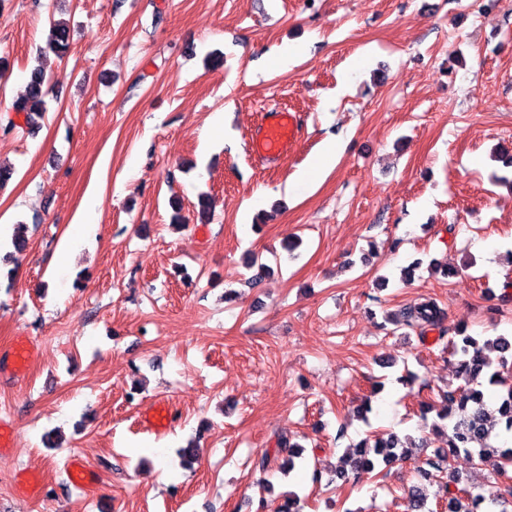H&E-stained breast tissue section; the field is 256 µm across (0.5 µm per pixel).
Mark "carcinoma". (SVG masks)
Returning a JSON list of instances; mask_svg holds the SVG:
<instances>
[{
	"label": "carcinoma",
	"instance_id": "cac0c4a2",
	"mask_svg": "<svg viewBox=\"0 0 512 512\" xmlns=\"http://www.w3.org/2000/svg\"><path fill=\"white\" fill-rule=\"evenodd\" d=\"M47 48L59 56L68 53L69 31L64 22L51 24ZM43 84V69L36 66L30 71L26 96L13 105L15 115L23 118L27 127L33 125L35 118L45 111ZM443 320V309L432 300L410 306L399 316L391 318L395 325L415 333L420 342L426 341L427 334L439 328ZM444 335L445 332H439L435 343L442 344V352L454 358L455 376L464 385L456 392L448 391L443 395L447 405L440 410H435L433 405L423 409L425 414L437 411L438 421L434 422L433 430L446 437V447L435 449L424 459L420 469L423 483L405 491L406 512H433L428 506L426 484L435 482L445 487L444 512H509L512 499L504 498L486 505L480 496L468 488L457 487L460 479L448 476V461L463 452L471 459L474 470L481 472L489 468L506 482L512 479V448H499L490 443L495 429L512 432V339L499 335L481 340L469 334L465 326L457 327L454 336L448 339ZM492 352L498 353L496 366L491 362ZM482 379L505 388L494 409L487 405L483 392L477 389ZM283 453L288 454V459L282 467L288 471L294 470V459L301 457L302 446L291 442V437L283 434L276 437L274 452H264L257 459L256 467L263 472L268 470ZM407 455L408 446L394 432L362 439L353 445V451L340 458V465L328 482H345L350 471L371 474L379 466L388 467Z\"/></svg>",
	"mask_w": 512,
	"mask_h": 512
}]
</instances>
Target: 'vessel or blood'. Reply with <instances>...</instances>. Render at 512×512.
<instances>
[{
  "instance_id": "1",
  "label": "vessel or blood",
  "mask_w": 512,
  "mask_h": 512,
  "mask_svg": "<svg viewBox=\"0 0 512 512\" xmlns=\"http://www.w3.org/2000/svg\"><path fill=\"white\" fill-rule=\"evenodd\" d=\"M300 138L298 114L271 108L266 110L261 124L255 129L250 150L260 160L277 161L288 155ZM32 354L33 348L28 341H16L9 350L0 352V374L18 375Z\"/></svg>"
}]
</instances>
